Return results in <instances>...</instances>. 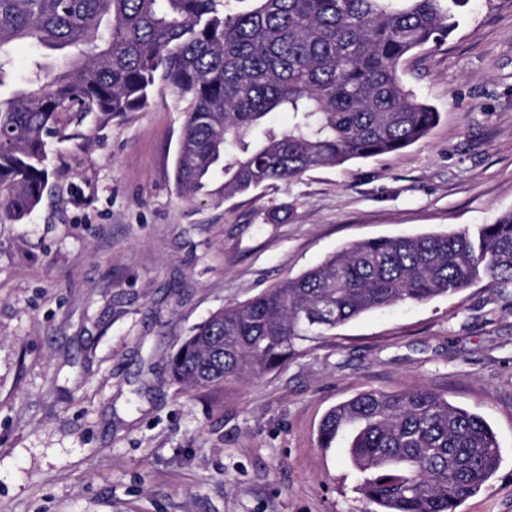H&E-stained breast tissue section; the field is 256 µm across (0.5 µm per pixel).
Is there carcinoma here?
Masks as SVG:
<instances>
[{
    "mask_svg": "<svg viewBox=\"0 0 512 512\" xmlns=\"http://www.w3.org/2000/svg\"><path fill=\"white\" fill-rule=\"evenodd\" d=\"M0 0V212L29 217L48 182V139L63 117L145 108L168 88L185 114L176 182L201 193L212 167L224 196L309 170L392 153L425 138L439 113L407 86L401 61L457 28L470 0ZM63 55L14 78L10 47ZM292 114L286 129L265 124ZM486 279L512 288V210L475 231L356 242L298 277L227 305L170 360L195 388L259 377L306 343L398 302L451 296ZM341 441L378 512H455L495 474L499 446L477 414L428 390L365 391L332 407L319 443Z\"/></svg>",
    "mask_w": 512,
    "mask_h": 512,
    "instance_id": "1",
    "label": "carcinoma"
}]
</instances>
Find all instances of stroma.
<instances>
[{
	"label": "stroma",
	"mask_w": 512,
	"mask_h": 512,
	"mask_svg": "<svg viewBox=\"0 0 512 512\" xmlns=\"http://www.w3.org/2000/svg\"><path fill=\"white\" fill-rule=\"evenodd\" d=\"M440 114L396 153L247 194L179 191L185 116L71 113L33 214L0 218V512H373L327 411L425 389L481 415L500 464L456 512H512V289L478 281L339 327L287 365L194 389L169 359L213 312L348 245L491 223L512 209V0H472L405 59Z\"/></svg>",
	"instance_id": "1"
}]
</instances>
